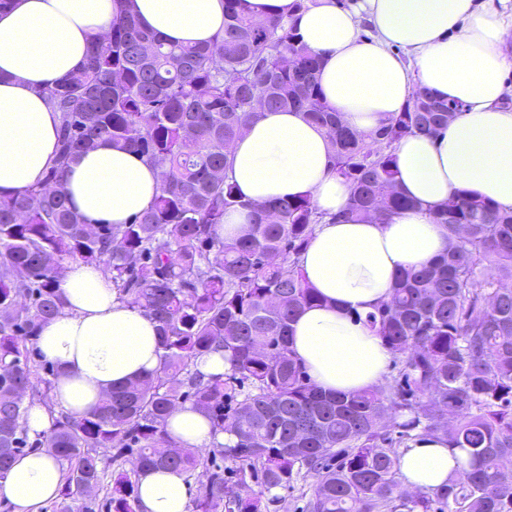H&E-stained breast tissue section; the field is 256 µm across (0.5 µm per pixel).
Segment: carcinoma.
Returning a JSON list of instances; mask_svg holds the SVG:
<instances>
[{
  "label": "carcinoma",
  "instance_id": "cac0c4a2",
  "mask_svg": "<svg viewBox=\"0 0 512 512\" xmlns=\"http://www.w3.org/2000/svg\"><path fill=\"white\" fill-rule=\"evenodd\" d=\"M112 6L86 65L40 90L60 113L46 181L0 193V479L31 449L25 395L55 377L31 365L34 333L63 308V265L80 260L104 265L118 298L154 321L159 366L82 416L53 418L40 444L67 463L56 512H137L146 468L186 480L205 469L192 512H267L274 490L307 477L305 512H512V211L453 195L433 212L448 251L403 272L366 317L402 358L400 380L330 394L289 346L291 322L320 302L298 257L325 214L308 197L258 207L228 175L230 145L264 110H299L326 129L333 172L351 187L345 219L386 220L418 206L398 188L396 144L447 126L453 103L423 92L361 135L322 97L319 59L291 17L258 20L226 0L220 40L173 45L141 26L134 0ZM101 142L161 170L158 194L127 224H88L67 204L68 161ZM233 212L250 224L228 241L218 229ZM212 352L227 371L197 370ZM186 403L233 440L178 445L167 422ZM388 422L402 438L466 451L461 472L431 493L406 491Z\"/></svg>",
  "mask_w": 512,
  "mask_h": 512
}]
</instances>
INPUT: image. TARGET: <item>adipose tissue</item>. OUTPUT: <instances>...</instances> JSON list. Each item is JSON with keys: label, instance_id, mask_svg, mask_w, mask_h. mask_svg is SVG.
Here are the masks:
<instances>
[{"label": "adipose tissue", "instance_id": "1", "mask_svg": "<svg viewBox=\"0 0 512 512\" xmlns=\"http://www.w3.org/2000/svg\"><path fill=\"white\" fill-rule=\"evenodd\" d=\"M245 0L256 17L294 15L300 41L320 59L324 98L358 133H373L406 109L414 88L462 104L433 135L404 137L395 150L400 190L416 201L389 222L342 221L351 188L332 172L324 128L298 111H266L229 148V175L239 193L262 205L310 197L326 213L299 266L320 305L291 324V347L310 380L329 393L377 384L392 354L366 327L364 315L389 299L397 277L446 253L450 240L433 211L454 193L512 210V16L493 0ZM140 23L170 43L210 44L224 33V0H135ZM111 0H13L0 13V192L43 182L56 157L59 114L42 88L86 61L92 41L112 26ZM158 167L108 144L76 155L64 175L72 209L91 224H125L158 192ZM55 286L64 307L37 331V354L57 376L52 396L74 416L104 393L154 370L159 362L153 321L117 298L98 265H65ZM168 430L183 446L226 442L189 405L175 408ZM460 450L429 436L399 458L410 490H434L459 473ZM62 484L57 460L43 450L18 456L0 499L14 512H42ZM183 477L149 469L138 478L142 512H187Z\"/></svg>", "mask_w": 512, "mask_h": 512}]
</instances>
